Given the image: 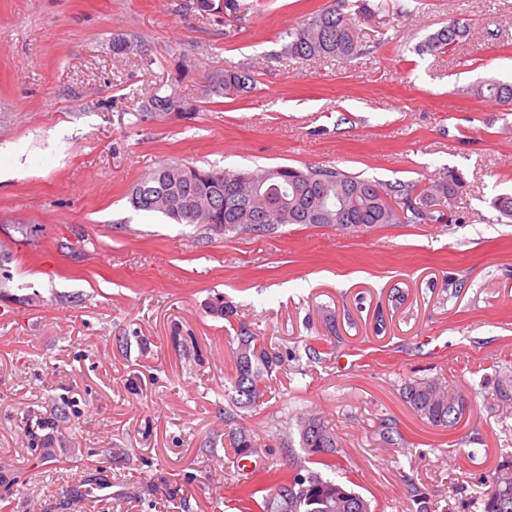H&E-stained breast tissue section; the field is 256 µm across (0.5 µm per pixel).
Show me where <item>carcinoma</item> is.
Here are the masks:
<instances>
[{"label":"carcinoma","instance_id":"1","mask_svg":"<svg viewBox=\"0 0 512 512\" xmlns=\"http://www.w3.org/2000/svg\"><path fill=\"white\" fill-rule=\"evenodd\" d=\"M339 6L316 10L288 31L282 51L287 58L351 59L362 51L351 14ZM197 10L229 23L244 9L239 0H196ZM467 34V26L457 19L429 35L423 47L430 54L453 50ZM211 90L218 95L241 96L252 90V77L243 69L226 68L212 78ZM501 105L512 104V83L488 82L473 90ZM192 106L170 94H154L136 113L145 122L154 113L189 115ZM463 181L451 170L448 179L438 182L395 207L393 198L405 189L386 186L332 167L293 166L268 169L224 171L191 166L182 172L162 162L145 173L131 188L133 209L159 213L176 224H201L215 232L272 234L283 224H332L349 233L364 234L380 224H420L446 220L444 200L458 193ZM236 350V376L232 388L224 391L234 408L256 407L264 395L265 375L280 362L257 337L240 332ZM404 397L421 417L442 430L454 427L459 418L456 407L462 396L436 379L417 378L404 386ZM301 453L294 464L304 475L292 473L272 478L276 473L266 465L261 470L266 482L242 483L240 501L254 504L262 512H372L370 501L346 483L331 477L343 469L341 450L331 427L315 415L297 418ZM229 444L241 456L258 453L254 433L237 426L228 432ZM481 499L482 512H512V474L498 465L487 477Z\"/></svg>","mask_w":512,"mask_h":512}]
</instances>
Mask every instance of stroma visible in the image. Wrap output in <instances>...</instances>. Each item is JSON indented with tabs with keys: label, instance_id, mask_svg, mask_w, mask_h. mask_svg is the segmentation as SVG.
<instances>
[{
	"label": "stroma",
	"instance_id": "obj_1",
	"mask_svg": "<svg viewBox=\"0 0 512 512\" xmlns=\"http://www.w3.org/2000/svg\"><path fill=\"white\" fill-rule=\"evenodd\" d=\"M251 2L221 26L195 0H0V512H240L224 389L244 329L281 362L236 420L281 475L300 413L334 428L374 512H408L410 480L432 512H477L512 455V223L491 205L512 192V111L469 92L512 83V0H366L350 61L281 53L332 0ZM452 18L467 37L422 52ZM227 63L252 93H212ZM158 87L193 116L137 122ZM163 161L465 186L440 223L222 234L130 206ZM417 377L462 395L456 426L412 409ZM40 418L53 451L24 435Z\"/></svg>",
	"mask_w": 512,
	"mask_h": 512
}]
</instances>
